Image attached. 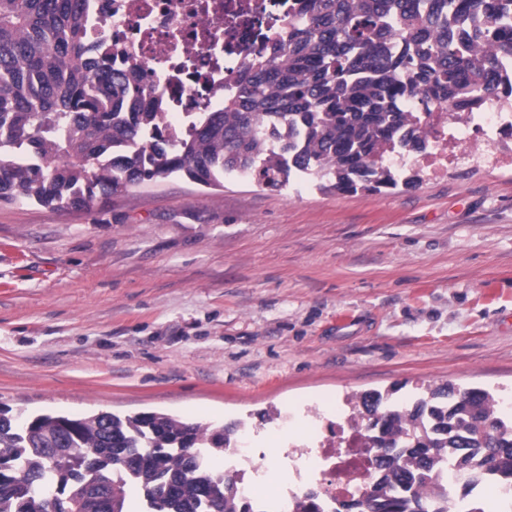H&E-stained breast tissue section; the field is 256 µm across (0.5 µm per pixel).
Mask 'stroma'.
<instances>
[{
  "instance_id": "35a3bbf8",
  "label": "stroma",
  "mask_w": 512,
  "mask_h": 512,
  "mask_svg": "<svg viewBox=\"0 0 512 512\" xmlns=\"http://www.w3.org/2000/svg\"><path fill=\"white\" fill-rule=\"evenodd\" d=\"M512 402V166L339 194L180 177L0 204V406L238 422L281 469L352 397Z\"/></svg>"
}]
</instances>
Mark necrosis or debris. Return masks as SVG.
Segmentation results:
<instances>
[{"label":"necrosis or debris","instance_id":"necrosis-or-debris-1","mask_svg":"<svg viewBox=\"0 0 512 512\" xmlns=\"http://www.w3.org/2000/svg\"><path fill=\"white\" fill-rule=\"evenodd\" d=\"M299 8L298 0H91L90 30L111 44L114 64L133 60L148 68L169 123L186 126L192 115L223 107L230 91L225 74L238 68L246 52L260 48L264 35L297 18ZM420 117L429 145L418 155L386 153L384 162L393 171L413 164L436 177L460 158L483 155L489 134H512V107L487 106L460 124L446 106L433 103ZM249 439V430L239 427L225 454L239 495L256 504L272 495L295 502L316 483L324 496L353 503L377 480L366 452L371 434L355 414L330 427L316 447L289 449L297 465L274 491Z\"/></svg>","mask_w":512,"mask_h":512}]
</instances>
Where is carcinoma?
<instances>
[{
    "label": "carcinoma",
    "mask_w": 512,
    "mask_h": 512,
    "mask_svg": "<svg viewBox=\"0 0 512 512\" xmlns=\"http://www.w3.org/2000/svg\"><path fill=\"white\" fill-rule=\"evenodd\" d=\"M299 21L229 77L219 112L177 130L141 67L112 66L91 39L87 0H0V203L88 209L131 187L179 176L205 187L253 171L280 187L293 176L338 193L394 188L384 153L426 150L417 113L512 106V0H305ZM276 134L267 152L259 128ZM480 388L451 383L402 406L356 398L387 478L359 512H448V489H420L447 470L459 507L472 488L512 479V412ZM236 427L165 414L121 418L0 408V512H264L232 477L208 469ZM300 512H341L314 492Z\"/></svg>",
    "instance_id": "carcinoma-1"
}]
</instances>
